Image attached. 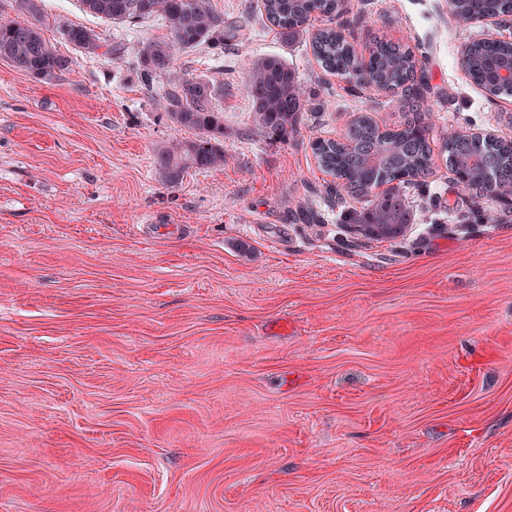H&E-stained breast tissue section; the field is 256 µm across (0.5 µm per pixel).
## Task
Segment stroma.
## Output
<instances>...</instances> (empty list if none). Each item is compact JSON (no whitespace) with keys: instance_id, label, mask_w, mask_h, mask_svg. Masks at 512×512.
<instances>
[{"instance_id":"1","label":"stroma","mask_w":512,"mask_h":512,"mask_svg":"<svg viewBox=\"0 0 512 512\" xmlns=\"http://www.w3.org/2000/svg\"><path fill=\"white\" fill-rule=\"evenodd\" d=\"M223 51L177 54L222 83L224 166L163 181L193 138L144 85L163 17L116 24L40 0L72 61L47 84L0 59V512H512V205L462 189L452 132L512 141V97L458 65L489 37L448 0H352L336 23L425 60L433 174L410 224L376 240L342 218L309 143L355 115L380 130L401 97L325 74L258 0H213ZM95 30L117 56L61 34ZM277 55L310 94L298 133L253 122L247 67Z\"/></svg>"}]
</instances>
